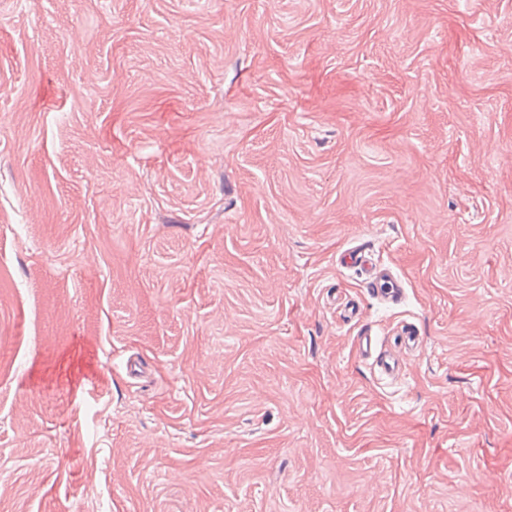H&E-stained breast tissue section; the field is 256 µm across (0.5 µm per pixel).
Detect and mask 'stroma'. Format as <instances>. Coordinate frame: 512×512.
Wrapping results in <instances>:
<instances>
[{"mask_svg":"<svg viewBox=\"0 0 512 512\" xmlns=\"http://www.w3.org/2000/svg\"><path fill=\"white\" fill-rule=\"evenodd\" d=\"M0 512H512V0H0Z\"/></svg>","mask_w":512,"mask_h":512,"instance_id":"35a3bbf8","label":"stroma"}]
</instances>
